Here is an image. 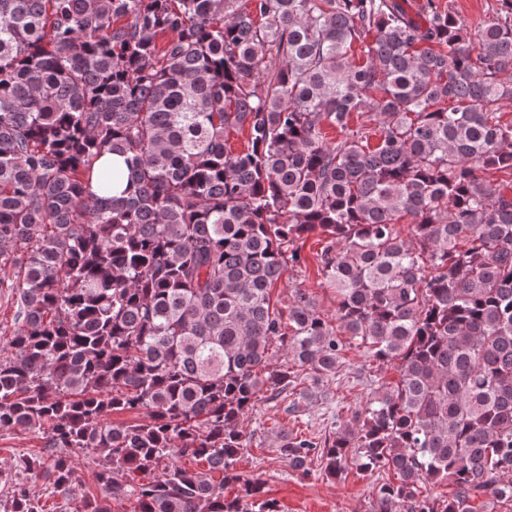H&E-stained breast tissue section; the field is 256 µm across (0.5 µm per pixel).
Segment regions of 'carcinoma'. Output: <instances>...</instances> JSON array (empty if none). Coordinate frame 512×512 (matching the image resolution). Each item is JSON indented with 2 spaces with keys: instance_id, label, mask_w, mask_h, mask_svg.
Returning <instances> with one entry per match:
<instances>
[{
  "instance_id": "1",
  "label": "carcinoma",
  "mask_w": 512,
  "mask_h": 512,
  "mask_svg": "<svg viewBox=\"0 0 512 512\" xmlns=\"http://www.w3.org/2000/svg\"><path fill=\"white\" fill-rule=\"evenodd\" d=\"M497 2L473 29L436 0H0V433L47 448L0 468V512H43L31 479L72 499L83 450L101 493L65 512H280L234 467L243 417L324 394L348 346L399 381L279 461L394 472L373 512L512 501V186L480 177L512 176ZM311 233L335 326L299 288L270 304Z\"/></svg>"
}]
</instances>
